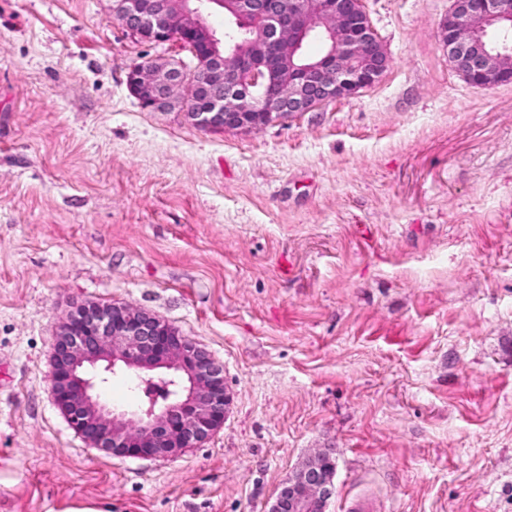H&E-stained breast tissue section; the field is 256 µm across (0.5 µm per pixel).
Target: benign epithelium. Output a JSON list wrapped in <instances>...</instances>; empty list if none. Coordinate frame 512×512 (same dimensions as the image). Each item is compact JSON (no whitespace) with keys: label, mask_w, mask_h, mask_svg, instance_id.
Here are the masks:
<instances>
[{"label":"benign epithelium","mask_w":512,"mask_h":512,"mask_svg":"<svg viewBox=\"0 0 512 512\" xmlns=\"http://www.w3.org/2000/svg\"><path fill=\"white\" fill-rule=\"evenodd\" d=\"M362 0H115V19L141 43L170 44L174 55L134 65L127 85L152 112L178 110L206 131L255 130L356 95L374 85L389 59ZM245 16L265 45L259 54L224 41L204 12ZM512 27V0H453L439 37L448 60L476 88L512 85V48L489 49L484 34ZM327 41L309 61L304 45ZM50 389L69 426L91 447L118 458H166L198 448L224 426L231 394L224 366L159 316L126 303L74 304L56 324ZM140 371L136 417L94 395L105 374ZM335 459L313 455L282 486L271 512H325L335 493Z\"/></svg>","instance_id":"obj_1"}]
</instances>
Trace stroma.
I'll use <instances>...</instances> for the list:
<instances>
[{
	"mask_svg": "<svg viewBox=\"0 0 512 512\" xmlns=\"http://www.w3.org/2000/svg\"><path fill=\"white\" fill-rule=\"evenodd\" d=\"M359 94L212 132L131 95L112 0H0V512H270L319 452L326 512H512V86L448 61L452 0H364ZM81 301L160 316L231 405L172 458L89 447L55 406ZM122 370L103 401L134 411Z\"/></svg>",
	"mask_w": 512,
	"mask_h": 512,
	"instance_id": "stroma-1",
	"label": "stroma"
}]
</instances>
